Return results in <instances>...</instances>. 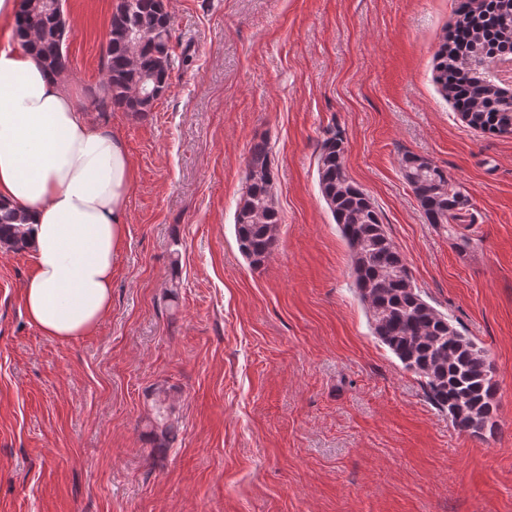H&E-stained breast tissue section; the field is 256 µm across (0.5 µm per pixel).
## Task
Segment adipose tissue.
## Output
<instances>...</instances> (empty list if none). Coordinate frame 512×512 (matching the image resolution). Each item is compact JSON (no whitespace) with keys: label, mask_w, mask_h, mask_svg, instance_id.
I'll use <instances>...</instances> for the list:
<instances>
[{"label":"adipose tissue","mask_w":512,"mask_h":512,"mask_svg":"<svg viewBox=\"0 0 512 512\" xmlns=\"http://www.w3.org/2000/svg\"><path fill=\"white\" fill-rule=\"evenodd\" d=\"M133 182L122 137L92 123L29 52L0 42V200L27 229L35 272L22 306L42 335H86L109 311Z\"/></svg>","instance_id":"obj_1"}]
</instances>
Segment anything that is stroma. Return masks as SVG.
I'll use <instances>...</instances> for the list:
<instances>
[{
	"mask_svg": "<svg viewBox=\"0 0 512 512\" xmlns=\"http://www.w3.org/2000/svg\"><path fill=\"white\" fill-rule=\"evenodd\" d=\"M118 2H63L65 82L136 172L112 306L43 336L28 251H0V512H512V136L469 127L434 80L455 0H170L184 64L142 116L98 105ZM333 135L424 299L487 349L494 435L457 430L373 335L319 190ZM261 139L282 224L256 268L234 212ZM406 154L474 223L427 222ZM172 407L166 405V396L163 398L158 394L155 412L152 418V425L155 430L159 431L161 437L168 443L175 438V428L171 420Z\"/></svg>",
	"mask_w": 512,
	"mask_h": 512,
	"instance_id": "35a3bbf8",
	"label": "stroma"
}]
</instances>
